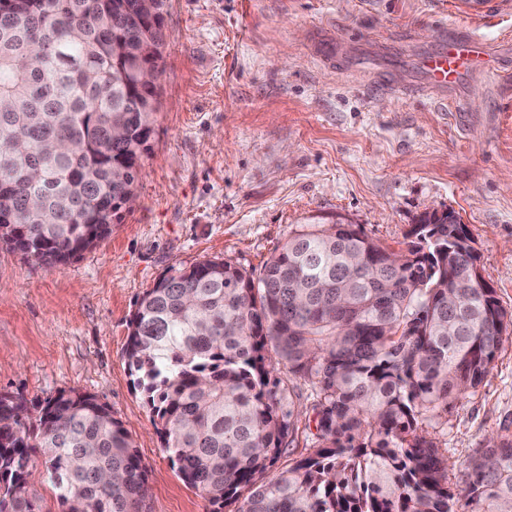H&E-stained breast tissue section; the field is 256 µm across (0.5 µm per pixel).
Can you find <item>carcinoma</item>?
<instances>
[{"label": "carcinoma", "mask_w": 512, "mask_h": 512, "mask_svg": "<svg viewBox=\"0 0 512 512\" xmlns=\"http://www.w3.org/2000/svg\"><path fill=\"white\" fill-rule=\"evenodd\" d=\"M148 27L138 0L0 11V243L27 260L88 250L133 192L158 103L135 77ZM472 243L456 224H416L398 249L318 225L256 273L213 257L159 278L126 356L182 480L216 512H512L511 435L454 492L428 431L483 383L512 328ZM282 370L315 399L299 452ZM28 420L23 398L0 394V512H37L34 448L65 512H147V470L107 405L60 392Z\"/></svg>", "instance_id": "carcinoma-1"}]
</instances>
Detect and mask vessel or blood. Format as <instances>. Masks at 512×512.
Instances as JSON below:
<instances>
[{
  "mask_svg": "<svg viewBox=\"0 0 512 512\" xmlns=\"http://www.w3.org/2000/svg\"><path fill=\"white\" fill-rule=\"evenodd\" d=\"M422 67L428 87L436 90L456 86L461 77L472 70L489 80L498 75L494 54L487 42L470 31L449 37L447 45L427 56Z\"/></svg>",
  "mask_w": 512,
  "mask_h": 512,
  "instance_id": "obj_1",
  "label": "vessel or blood"
}]
</instances>
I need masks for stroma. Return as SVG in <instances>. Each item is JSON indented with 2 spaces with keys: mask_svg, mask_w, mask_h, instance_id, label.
Here are the masks:
<instances>
[{
  "mask_svg": "<svg viewBox=\"0 0 512 512\" xmlns=\"http://www.w3.org/2000/svg\"><path fill=\"white\" fill-rule=\"evenodd\" d=\"M165 0L166 47L137 200L68 262L0 244V394L31 414L60 392L95 396L148 471L149 512H213L185 484L125 356L139 297L218 256L260 270L306 224H357L396 248L427 211L468 225L484 277L512 308V67L453 96L394 97L445 28L512 49V0ZM436 437L451 486L491 437L512 434V339Z\"/></svg>",
  "mask_w": 512,
  "mask_h": 512,
  "instance_id": "35a3bbf8",
  "label": "stroma"
}]
</instances>
